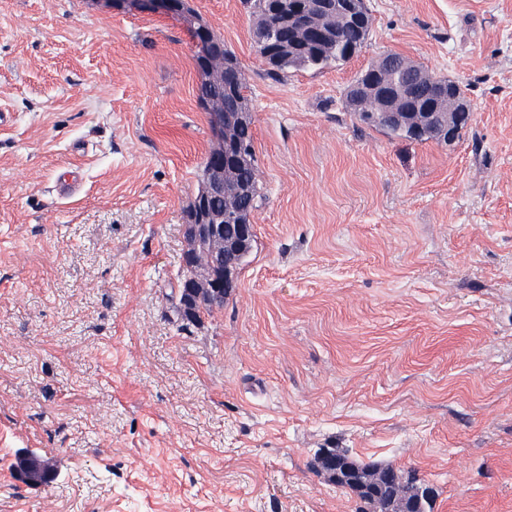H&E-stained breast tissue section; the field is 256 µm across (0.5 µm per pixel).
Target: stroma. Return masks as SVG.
I'll return each instance as SVG.
<instances>
[{"mask_svg":"<svg viewBox=\"0 0 512 512\" xmlns=\"http://www.w3.org/2000/svg\"><path fill=\"white\" fill-rule=\"evenodd\" d=\"M366 3L360 53L275 81L240 0H189L245 69L260 199L184 331L212 146L185 24L0 0V512H355L319 448L416 471L433 512H512V0ZM390 52L466 86L459 137L346 111ZM186 238L188 248L185 265L180 266L177 273L179 282V307L178 312L183 324L181 327L188 328L190 325L201 322L204 315H210L216 308L224 306V299L231 295L230 288H205L204 283L207 280L213 282L224 277V266L217 265V260L221 256L215 252L213 240L198 238L186 229ZM212 258V265L206 269L200 260L203 258ZM200 270L205 272L203 279ZM193 287V288H190Z\"/></svg>","mask_w":512,"mask_h":512,"instance_id":"obj_1","label":"stroma"}]
</instances>
